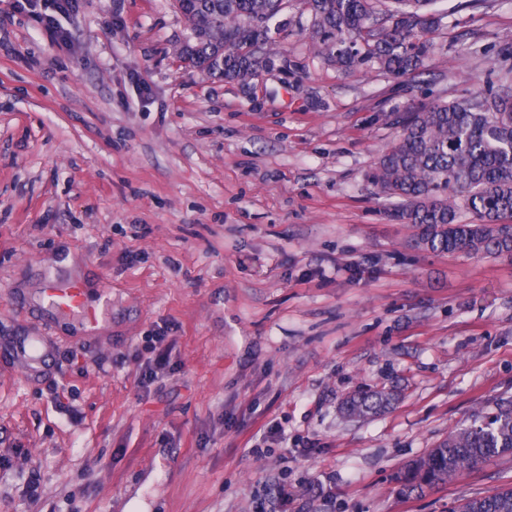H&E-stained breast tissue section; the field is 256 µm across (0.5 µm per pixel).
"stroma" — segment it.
<instances>
[{
  "instance_id": "stroma-1",
  "label": "stroma",
  "mask_w": 512,
  "mask_h": 512,
  "mask_svg": "<svg viewBox=\"0 0 512 512\" xmlns=\"http://www.w3.org/2000/svg\"><path fill=\"white\" fill-rule=\"evenodd\" d=\"M436 8L430 83L337 70L294 5L245 87L176 57L174 0H76L65 44L0 0V512H255L274 480L288 512H450L512 485V457L396 481L512 397V259L414 248L367 179L393 108L512 68V0ZM81 273L109 299L93 334L41 304ZM165 325L173 371L137 386L111 359ZM43 328L40 361L20 359ZM380 388L395 409L342 415ZM272 423L288 444L254 459Z\"/></svg>"
}]
</instances>
